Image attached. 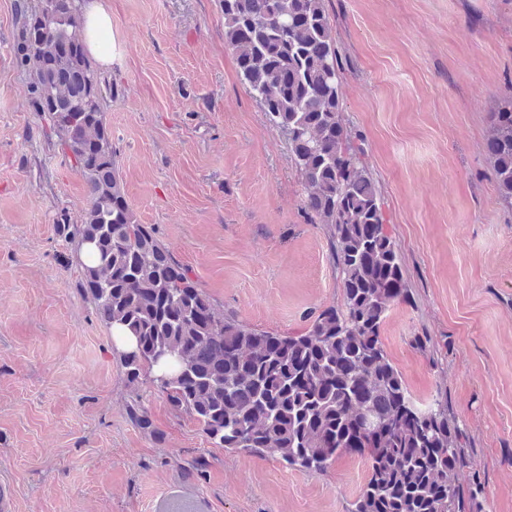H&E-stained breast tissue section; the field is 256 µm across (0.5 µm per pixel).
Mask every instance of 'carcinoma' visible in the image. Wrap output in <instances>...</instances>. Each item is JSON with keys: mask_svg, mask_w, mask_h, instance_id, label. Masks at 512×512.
<instances>
[{"mask_svg": "<svg viewBox=\"0 0 512 512\" xmlns=\"http://www.w3.org/2000/svg\"><path fill=\"white\" fill-rule=\"evenodd\" d=\"M224 39L269 121L286 137L311 220L328 227L342 300L306 333L278 336L216 312L210 297L151 230L133 219L116 176L104 118L109 85L88 55L76 0L22 9L19 63L33 76L30 103L85 179L83 222L65 238L88 245L80 284L101 321L133 337L121 355L128 386L168 365L161 388L213 445L276 457L308 474L362 447L369 477L350 512H482V482L464 430L446 400L421 409L380 336L389 310L408 297L399 250L385 230L379 188L343 122L344 63L326 0H222ZM486 151L499 202L512 209V96L490 115ZM131 421L155 432L148 411Z\"/></svg>", "mask_w": 512, "mask_h": 512, "instance_id": "1", "label": "carcinoma"}]
</instances>
